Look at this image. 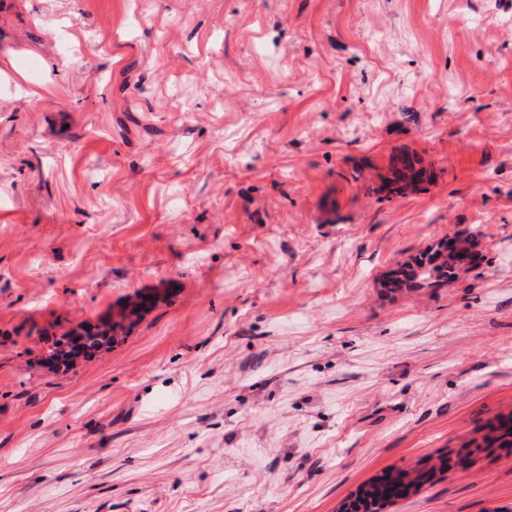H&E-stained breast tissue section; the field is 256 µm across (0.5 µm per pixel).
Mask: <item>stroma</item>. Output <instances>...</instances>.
<instances>
[{
    "instance_id": "stroma-1",
    "label": "stroma",
    "mask_w": 512,
    "mask_h": 512,
    "mask_svg": "<svg viewBox=\"0 0 512 512\" xmlns=\"http://www.w3.org/2000/svg\"><path fill=\"white\" fill-rule=\"evenodd\" d=\"M509 416L512 0H0V512H338ZM389 512H512V453ZM426 254L427 250L421 251L400 267L408 290L423 282L440 285L457 279L459 270L451 256L441 265L431 266ZM154 301V297L147 293H140L134 296L132 301L117 312H112V316H108L94 327H102L103 325H109L113 327V333L115 338L122 336L126 332L129 321L128 318L134 317L142 312L144 309L149 307ZM92 327V328H94Z\"/></svg>"
}]
</instances>
